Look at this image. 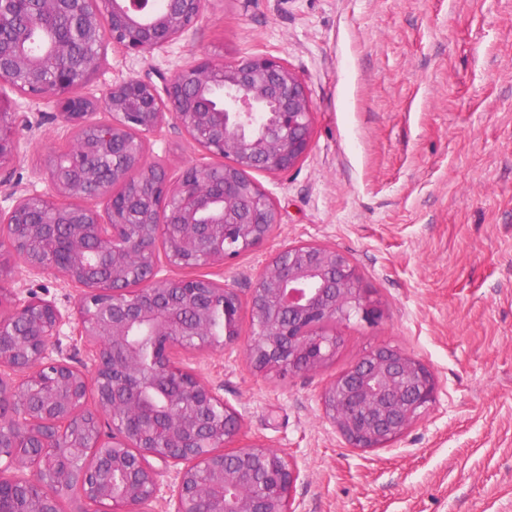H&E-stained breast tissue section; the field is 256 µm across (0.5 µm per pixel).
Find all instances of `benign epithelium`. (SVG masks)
<instances>
[{"instance_id":"7a95c632","label":"benign epithelium","mask_w":512,"mask_h":512,"mask_svg":"<svg viewBox=\"0 0 512 512\" xmlns=\"http://www.w3.org/2000/svg\"><path fill=\"white\" fill-rule=\"evenodd\" d=\"M32 19L73 17L46 53L0 49V165L17 155L14 130L36 127L19 96L51 103L62 131L91 132L56 154L51 192L13 185L0 208V512H153L171 470L169 512H295V462L241 438L242 417L187 368V352L239 341L242 302L210 278L161 274L157 245L175 269L222 266L267 241L277 210L250 171L280 173L308 152L314 112L303 80L278 57L205 58L161 84L128 77L101 96L80 92L104 52H68L42 80L61 44L94 42L152 55L197 21L206 0H11ZM104 116H98L99 111ZM171 124L206 154L234 164H185L171 177L146 145ZM82 197L102 208L73 203ZM51 247L38 254L28 244ZM51 274L77 288L73 309L8 287L12 268ZM244 344L265 377L316 371L340 344L337 326L377 322L380 302L360 285L351 258L318 243L289 245L257 277ZM73 326L91 356L78 368L58 348ZM431 370L380 346L361 354L322 394L328 419L355 448H383L436 399ZM161 466H155V463ZM69 503V510L63 504Z\"/></svg>"}]
</instances>
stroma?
I'll return each instance as SVG.
<instances>
[{
	"mask_svg": "<svg viewBox=\"0 0 512 512\" xmlns=\"http://www.w3.org/2000/svg\"><path fill=\"white\" fill-rule=\"evenodd\" d=\"M258 53L305 82L313 138L292 170L251 174L278 210L272 237L203 275L246 300L282 248L327 244L352 259L385 315L341 325L335 358L308 374L267 379L238 347L186 354L185 366L238 410L245 439L295 461L294 512H512V0H207L164 50H107L85 91ZM21 106L41 127L17 129L0 190L42 194L65 141L53 105ZM149 157L172 174L208 159L174 124ZM11 285L64 310L76 298L49 275ZM382 345L428 366L436 401L387 447L354 448L321 395Z\"/></svg>",
	"mask_w": 512,
	"mask_h": 512,
	"instance_id": "obj_1",
	"label": "stroma"
}]
</instances>
